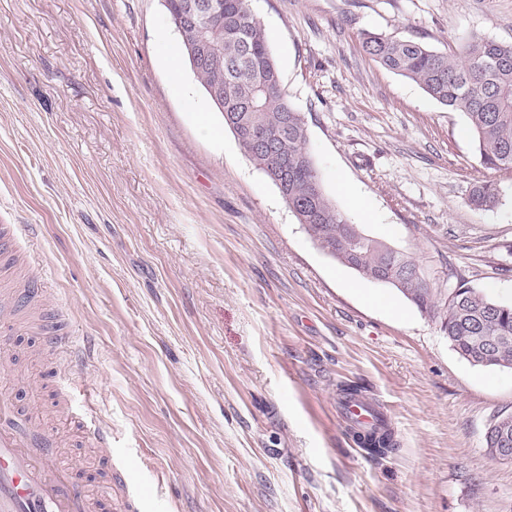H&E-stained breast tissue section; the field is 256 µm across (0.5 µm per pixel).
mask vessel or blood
I'll list each match as a JSON object with an SVG mask.
<instances>
[{
	"mask_svg": "<svg viewBox=\"0 0 512 512\" xmlns=\"http://www.w3.org/2000/svg\"><path fill=\"white\" fill-rule=\"evenodd\" d=\"M21 293H0V336L10 335L21 310L34 307ZM344 420L357 427L377 425L384 412L369 400L341 399ZM15 406L0 396V512H140V504L114 501L111 494L91 496L58 459L53 441L30 429L5 426Z\"/></svg>",
	"mask_w": 512,
	"mask_h": 512,
	"instance_id": "1",
	"label": "vessel or blood"
}]
</instances>
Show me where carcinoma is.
<instances>
[{
  "mask_svg": "<svg viewBox=\"0 0 512 512\" xmlns=\"http://www.w3.org/2000/svg\"><path fill=\"white\" fill-rule=\"evenodd\" d=\"M219 15L179 36L183 47L200 44L202 55L194 76L209 98L219 97L237 141L261 133L275 145V156L261 151L250 161L276 186L293 216L311 240L341 265L374 281L387 278L397 287L404 269L425 276L413 256L364 232L336 207L320 188L301 113L294 110L281 86L262 24L247 0H217ZM361 46L385 68L416 83L428 96L462 113L474 138L480 162L494 170L512 171V43L472 35L457 54L382 33H361ZM492 183L475 185L469 202L486 210L499 201ZM399 292L422 312L437 317L441 330L460 357L474 366L512 369V305L501 303L465 282L441 301L429 284ZM358 447L382 456L397 448L394 431L384 426L350 431ZM494 460H512V414L494 417L485 436Z\"/></svg>",
  "mask_w": 512,
  "mask_h": 512,
  "instance_id": "cac0c4a2",
  "label": "carcinoma"
}]
</instances>
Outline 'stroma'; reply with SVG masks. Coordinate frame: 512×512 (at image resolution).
<instances>
[{
  "label": "stroma",
  "instance_id": "1",
  "mask_svg": "<svg viewBox=\"0 0 512 512\" xmlns=\"http://www.w3.org/2000/svg\"><path fill=\"white\" fill-rule=\"evenodd\" d=\"M249 8L337 206L442 294L463 279L511 304L512 172L485 168L463 114L359 40L511 43L512 0ZM480 182L495 207L470 205ZM1 224L20 225L25 275L77 352L23 327L0 338V369L87 486L113 465L145 512H512V462L484 440L512 414V370L471 365L439 319L314 244L196 81L163 0H0ZM347 384L382 404L396 452L351 440ZM92 416L111 447L82 437L74 420ZM499 195L500 191L495 184L484 182L471 189L469 202L478 210H486L496 205Z\"/></svg>",
  "mask_w": 512,
  "mask_h": 512
}]
</instances>
